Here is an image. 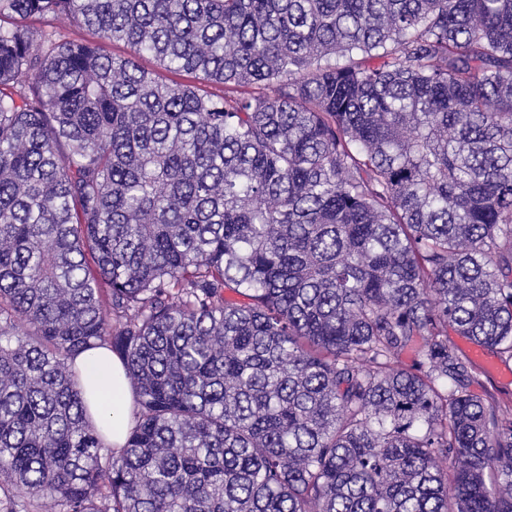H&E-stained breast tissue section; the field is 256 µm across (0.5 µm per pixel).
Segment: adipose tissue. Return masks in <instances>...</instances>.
I'll return each instance as SVG.
<instances>
[{"instance_id": "1", "label": "adipose tissue", "mask_w": 512, "mask_h": 512, "mask_svg": "<svg viewBox=\"0 0 512 512\" xmlns=\"http://www.w3.org/2000/svg\"><path fill=\"white\" fill-rule=\"evenodd\" d=\"M85 398L113 447H122L130 426L133 395L124 367L110 350L86 351L75 360Z\"/></svg>"}]
</instances>
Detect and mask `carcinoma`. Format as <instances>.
<instances>
[{"mask_svg": "<svg viewBox=\"0 0 512 512\" xmlns=\"http://www.w3.org/2000/svg\"><path fill=\"white\" fill-rule=\"evenodd\" d=\"M450 330L512 359V0H0V512H512ZM75 365L81 373L91 412L102 421L105 439L113 448H121L130 426L133 404L122 362L110 350L101 347L79 355Z\"/></svg>", "mask_w": 512, "mask_h": 512, "instance_id": "carcinoma-1", "label": "carcinoma"}]
</instances>
